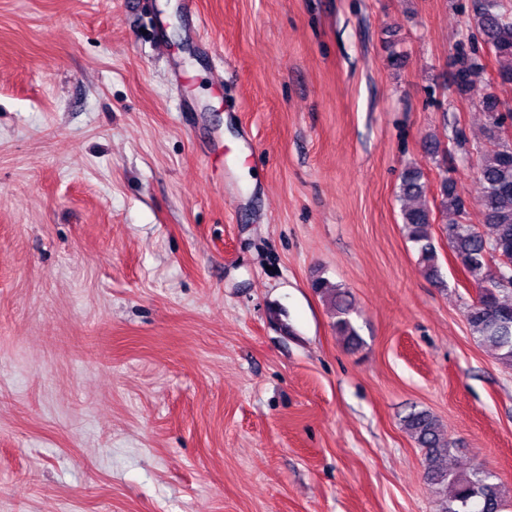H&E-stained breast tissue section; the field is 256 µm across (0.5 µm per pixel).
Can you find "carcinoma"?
Masks as SVG:
<instances>
[{"instance_id": "obj_1", "label": "carcinoma", "mask_w": 512, "mask_h": 512, "mask_svg": "<svg viewBox=\"0 0 512 512\" xmlns=\"http://www.w3.org/2000/svg\"><path fill=\"white\" fill-rule=\"evenodd\" d=\"M472 23L475 34L495 57L500 85H512V4L507 0H474ZM484 65L476 57L462 56L453 75L455 92L471 91L481 77ZM486 119V140L492 147L476 146L479 154L476 179L484 228L462 221L467 199L454 179L446 176L438 193L428 198L429 184L421 170L408 167L401 175L398 200L408 237L418 245L424 274L437 280L436 247L430 232L442 224L460 268L475 271L476 298L467 307L466 320L473 335L498 352L502 365L512 368V271L497 260L495 253H512V146L499 136L512 109L490 92L480 102ZM334 318L333 327L346 345L354 347L362 339L351 318V296L342 288H327ZM403 427L424 451V478L436 497V512H502L504 495L495 475L475 467L452 472L443 464L452 453L451 442L439 429L434 415L413 410L403 419Z\"/></svg>"}]
</instances>
